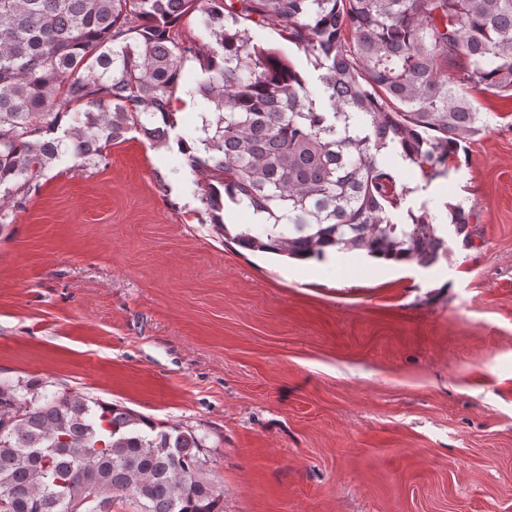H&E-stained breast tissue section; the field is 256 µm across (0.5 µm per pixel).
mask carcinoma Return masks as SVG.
<instances>
[{
    "mask_svg": "<svg viewBox=\"0 0 512 512\" xmlns=\"http://www.w3.org/2000/svg\"><path fill=\"white\" fill-rule=\"evenodd\" d=\"M194 17L198 35L176 38ZM278 23L311 78L251 27ZM214 121L185 137L172 100ZM512 95V0H0V199L20 206L63 161L88 170L130 131L178 145L209 223L243 249L363 252L430 266L448 254L385 158L425 181L483 130L470 91ZM261 217L235 235L225 202ZM457 233L473 212L445 203ZM224 512L206 436L79 392L0 378V512Z\"/></svg>",
    "mask_w": 512,
    "mask_h": 512,
    "instance_id": "carcinoma-1",
    "label": "carcinoma"
}]
</instances>
